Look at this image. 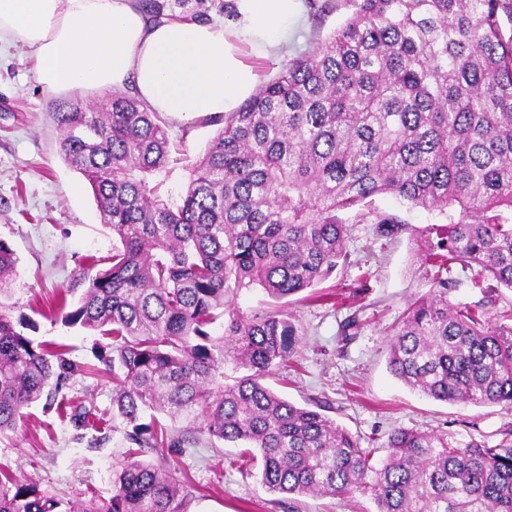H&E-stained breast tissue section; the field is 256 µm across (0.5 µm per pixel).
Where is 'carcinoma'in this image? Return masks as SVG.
<instances>
[{"instance_id":"cac0c4a2","label":"carcinoma","mask_w":512,"mask_h":512,"mask_svg":"<svg viewBox=\"0 0 512 512\" xmlns=\"http://www.w3.org/2000/svg\"><path fill=\"white\" fill-rule=\"evenodd\" d=\"M349 2L352 17L328 39L211 117L219 129L176 202L160 194L172 172L161 113L128 92L52 105L59 154L116 240L64 323L109 338L89 374L112 378V421L132 448L108 499L89 487V501H65L4 472L0 512H190L188 474L136 455L201 435L241 444L279 494L369 496L377 512H512V423L494 445L399 427L377 463L321 405L265 384L297 343L288 298L347 261L349 223L386 239L409 228L373 217L372 198L390 194L442 221L415 230L431 288L392 329L390 373L436 401L512 408V308L490 319L448 299L453 263L512 289V0ZM137 6L151 23L207 19L160 0ZM17 262L0 240V293ZM254 287L268 306L234 307ZM219 310L224 332L213 336ZM228 365L241 372L231 383ZM70 375L63 353L18 331L0 302V433ZM57 410L80 429L103 420L80 403ZM149 411L199 427L172 431Z\"/></svg>"}]
</instances>
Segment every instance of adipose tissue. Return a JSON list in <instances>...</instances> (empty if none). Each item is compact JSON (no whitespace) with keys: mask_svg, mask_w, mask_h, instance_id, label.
<instances>
[{"mask_svg":"<svg viewBox=\"0 0 512 512\" xmlns=\"http://www.w3.org/2000/svg\"><path fill=\"white\" fill-rule=\"evenodd\" d=\"M232 18L147 22L134 0H0V45L20 42L51 91L133 88L154 111L189 122L234 111L258 77L246 42L279 53L304 0H234Z\"/></svg>","mask_w":512,"mask_h":512,"instance_id":"obj_1","label":"adipose tissue"}]
</instances>
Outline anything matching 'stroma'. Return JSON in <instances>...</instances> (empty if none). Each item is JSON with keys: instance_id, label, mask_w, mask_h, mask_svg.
I'll return each instance as SVG.
<instances>
[{"instance_id": "1", "label": "stroma", "mask_w": 512, "mask_h": 512, "mask_svg": "<svg viewBox=\"0 0 512 512\" xmlns=\"http://www.w3.org/2000/svg\"><path fill=\"white\" fill-rule=\"evenodd\" d=\"M349 0H335L334 10L321 18L306 17L281 53L264 57L242 45L247 63L265 82L284 71L289 60L311 49L351 17ZM56 93L38 80L35 59L24 45L0 49V239L18 257L8 294L13 318L23 320V332L38 342L65 345L67 359L78 371L64 393L94 403H112L111 379L84 374L95 365L94 347L100 337L63 323L87 287L85 276L94 261L107 260L115 241L100 217L85 178L58 152L59 130L50 105ZM176 171L162 192L176 199L187 180L188 168L203 152L216 127L206 119L184 125L169 122ZM379 214H395L409 231L391 239H375L370 224H354L346 241L348 259L319 284L334 300L314 302L306 294L288 304V315L299 344L288 367L267 384L289 401H317L363 447L374 448L375 459L385 455L387 438L403 427L421 432L444 430L461 441L487 438L496 443L497 431L512 422V410L501 405L463 406L442 403L412 391L387 367L391 328L409 299L428 292L429 267L423 246L412 230L435 223L434 214L407 209L391 195L374 199ZM456 285L452 302L474 305L489 301L490 311L512 307V290L493 287L479 267L453 265ZM357 319L356 336L342 340V326ZM129 447L124 426L78 432L56 408L37 402L27 409L12 431L0 434V467L22 481L73 499L87 487L103 497L112 494V470ZM239 455L234 444L203 440L193 448H147L143 460L166 462L188 473L191 512H374L370 498L300 497L285 508L282 494L268 490L258 469L232 466Z\"/></svg>"}]
</instances>
